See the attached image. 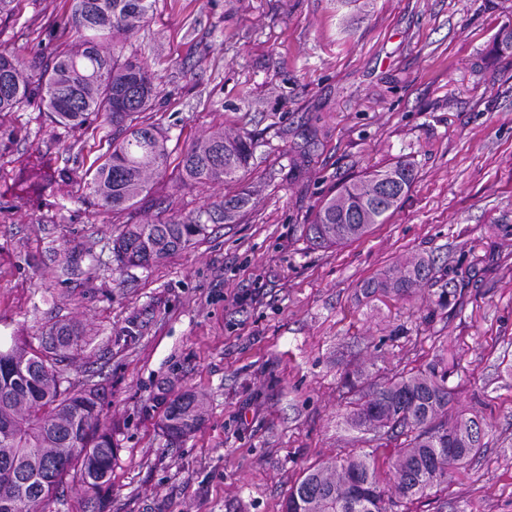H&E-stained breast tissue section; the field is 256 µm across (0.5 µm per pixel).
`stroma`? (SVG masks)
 <instances>
[{"mask_svg": "<svg viewBox=\"0 0 512 512\" xmlns=\"http://www.w3.org/2000/svg\"><path fill=\"white\" fill-rule=\"evenodd\" d=\"M66 0H15L0 48L33 64L73 40ZM512 0H157L123 53L159 95L141 122L168 137L163 180L136 206H97L86 173L112 128L0 112V337L39 345L57 323L87 340L67 381L104 391L119 451L105 512H282L309 468L379 447L350 428L376 383L455 361V411L485 448L447 491L388 512H512ZM250 134L239 181L180 186L176 165L215 130ZM400 159L415 180L364 238H306L342 183ZM54 179L10 193L32 166ZM246 192L236 224L160 264L119 268L124 225L164 222ZM415 256L432 281L407 297L363 282ZM203 395L170 444L168 401Z\"/></svg>", "mask_w": 512, "mask_h": 512, "instance_id": "obj_1", "label": "stroma"}]
</instances>
